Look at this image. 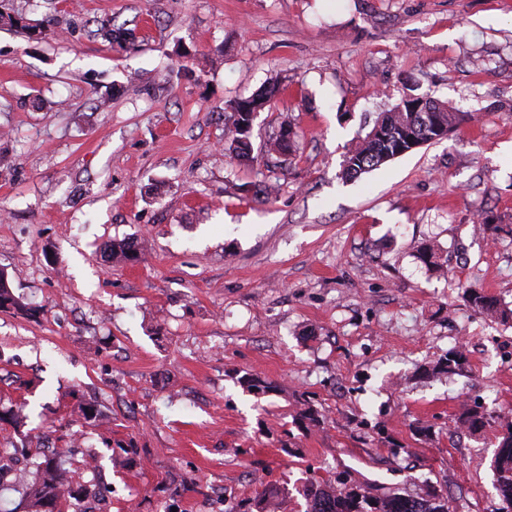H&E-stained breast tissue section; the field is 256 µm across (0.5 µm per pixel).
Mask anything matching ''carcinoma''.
Returning a JSON list of instances; mask_svg holds the SVG:
<instances>
[{
    "instance_id": "1",
    "label": "carcinoma",
    "mask_w": 512,
    "mask_h": 512,
    "mask_svg": "<svg viewBox=\"0 0 512 512\" xmlns=\"http://www.w3.org/2000/svg\"><path fill=\"white\" fill-rule=\"evenodd\" d=\"M102 35L111 43L121 47L133 45L134 32L109 23L100 26ZM279 92L273 86L250 97L240 98L228 104L232 119V141L228 147L231 161L238 165L252 166L258 158L252 154L250 133L252 114L271 105ZM416 98L409 94L391 111L384 113L373 124L365 136L357 139L354 148L344 161L343 174L356 178L369 170L401 155L413 146H422L440 140L466 120L461 112H454L448 105L429 98V111L416 112L406 107L408 100ZM294 140L277 134L267 144V153L286 158L293 151ZM112 259L127 263L139 257V247L130 242H114L107 246ZM467 301L485 315L497 316L500 307L497 299L483 290L467 289ZM13 308L25 315L33 316L38 309L27 307L12 293L4 274L0 273V310ZM466 363L465 351L458 348L448 351L439 369L453 375ZM457 422L472 432L482 431L494 424L501 428L497 449L492 460L494 489L502 503L500 512H512V420H503L478 405H465L457 416ZM76 452L74 448H63L56 452H40L35 471L21 472L12 484L22 490V504L28 512H54L62 499L77 500L81 497H97L100 488L96 484L74 487L67 460ZM302 495L306 501V512H449L448 498L434 489L425 493H411L407 490L375 494L368 488L354 484L342 476L334 483L312 482L305 486ZM288 492L274 484L264 486L255 507L265 512L267 506L278 510L287 504Z\"/></svg>"
}]
</instances>
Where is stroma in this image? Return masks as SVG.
I'll return each mask as SVG.
<instances>
[{"label": "stroma", "mask_w": 512, "mask_h": 512, "mask_svg": "<svg viewBox=\"0 0 512 512\" xmlns=\"http://www.w3.org/2000/svg\"><path fill=\"white\" fill-rule=\"evenodd\" d=\"M0 448L98 451L108 512H225L264 484L351 470L450 512H498L493 430L512 414V0H0ZM135 29L108 43L96 24ZM281 89L254 151L276 192L224 151L229 100ZM473 121L353 179L358 136L406 93ZM487 213L495 226L476 233ZM137 241L135 263L103 251ZM430 247L440 268L420 254ZM468 350L465 374L433 373ZM267 384L256 393L240 379ZM310 399L319 426L296 417ZM110 424L90 431L79 402ZM138 453L125 459L126 447ZM10 308L30 316L36 315L38 313L37 308L27 307L20 303V301L12 293L6 277L4 274L0 273V310ZM467 301L472 307L485 315L497 316L500 313V307L497 299L488 295L485 291L476 288L467 289Z\"/></svg>", "instance_id": "1"}]
</instances>
